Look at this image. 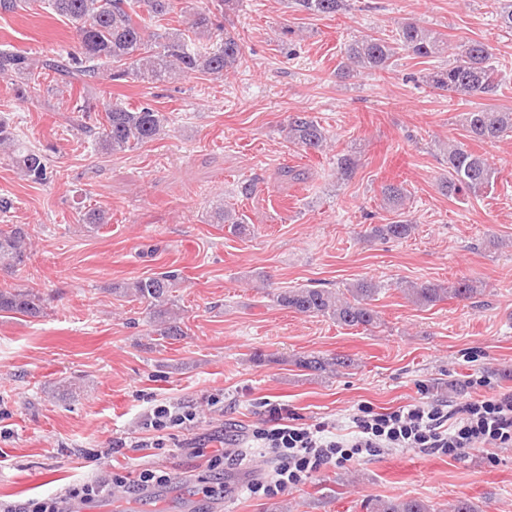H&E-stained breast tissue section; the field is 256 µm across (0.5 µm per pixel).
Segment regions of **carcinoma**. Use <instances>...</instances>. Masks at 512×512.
<instances>
[{
	"instance_id": "carcinoma-1",
	"label": "carcinoma",
	"mask_w": 512,
	"mask_h": 512,
	"mask_svg": "<svg viewBox=\"0 0 512 512\" xmlns=\"http://www.w3.org/2000/svg\"><path fill=\"white\" fill-rule=\"evenodd\" d=\"M175 0H48L54 13L66 19L75 29L77 51L68 53L61 63L33 60L24 50L0 49V77L16 79V95L29 97L31 91L49 79L50 73L66 72L88 85V80L104 78L110 82L173 83L192 75L224 76L242 63L243 45L240 38L226 27L230 14L243 0H214L213 10L190 15L184 28L172 25ZM137 5L147 17L134 19L127 10ZM292 8L314 16H334L345 10L348 0H291ZM403 50L426 63L440 57L448 49L444 36L417 22L399 25L393 41L364 34L345 45L343 61L336 73L348 77L362 70L386 71L393 64L397 50ZM423 81L430 87L454 94L463 100L494 96L500 88L499 71L494 49L481 41L469 40L457 47L448 67L429 71ZM74 111L95 114L97 124L96 149L104 154L131 151L153 141L164 132L169 118L150 103L126 106L123 103L81 96ZM462 126L474 141H497L512 133V111L490 106H476L462 113ZM286 140L303 151L321 152L327 144L325 129L307 112L288 116L284 128ZM0 151L12 162L25 180L41 184L48 179V158L44 150L29 147L19 137L17 129L0 117ZM448 177L441 190L448 196L467 193L478 196L497 179L498 171L482 155L475 154L459 143L448 149ZM383 200L399 219L388 224H376L370 234L383 239L408 236L413 224L402 218L407 190L403 185L387 184L382 189ZM218 223L231 225L235 233L245 231V225L234 211L215 207ZM109 221L100 206L85 209L82 222L96 229ZM28 233L23 224H10L0 229V269H12L24 261ZM176 287L175 276L159 272L123 282L113 287L121 297L147 304L154 333L161 338L182 336V317L173 309L171 299ZM378 288L370 281H359L341 296L325 288H290L273 297L277 305L298 313L329 317L347 327H374L379 316L372 307ZM418 305L429 306L446 299L471 300L483 293L477 283L461 278L442 286L425 282L412 283L403 289ZM0 311L24 313L30 317L42 314L39 294L31 290H1ZM295 364L317 375L353 366L351 359L319 356L300 358ZM369 512H431V506L411 497L372 498Z\"/></svg>"
}]
</instances>
